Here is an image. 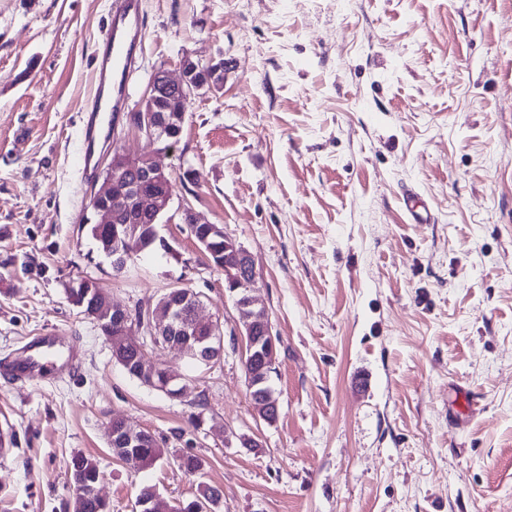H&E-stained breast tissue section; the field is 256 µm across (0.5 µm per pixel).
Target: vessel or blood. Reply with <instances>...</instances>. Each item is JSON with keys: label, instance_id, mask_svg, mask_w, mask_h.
Wrapping results in <instances>:
<instances>
[{"label": "vessel or blood", "instance_id": "obj_1", "mask_svg": "<svg viewBox=\"0 0 512 512\" xmlns=\"http://www.w3.org/2000/svg\"><path fill=\"white\" fill-rule=\"evenodd\" d=\"M143 52V18L139 0H112L91 65V90L80 118L79 165L89 174L106 125L117 121L126 98L122 75ZM84 362L81 342L47 331L28 337L14 352L0 357V377L15 383H51L60 369L78 371Z\"/></svg>", "mask_w": 512, "mask_h": 512}]
</instances>
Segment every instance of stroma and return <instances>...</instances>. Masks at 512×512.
Segmentation results:
<instances>
[{
	"instance_id": "obj_1",
	"label": "stroma",
	"mask_w": 512,
	"mask_h": 512,
	"mask_svg": "<svg viewBox=\"0 0 512 512\" xmlns=\"http://www.w3.org/2000/svg\"><path fill=\"white\" fill-rule=\"evenodd\" d=\"M140 2L127 109L160 68L221 59L224 78L177 145L120 123L85 178L79 114L111 0H0V357L53 329L85 352L49 385L0 378V512H72L76 453L100 461L111 512L146 484L176 505L201 480L223 512H512V0ZM116 148L156 152L174 204L252 254L281 339L275 424L254 416L224 272L180 217L158 226L178 258L119 274L83 228ZM409 189L432 223H411ZM79 277L133 309L195 289L223 357L150 348L186 391L142 386L67 301ZM116 414L154 433V468L113 457Z\"/></svg>"
}]
</instances>
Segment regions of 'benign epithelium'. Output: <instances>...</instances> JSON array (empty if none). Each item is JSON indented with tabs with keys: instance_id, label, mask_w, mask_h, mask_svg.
<instances>
[{
	"instance_id": "7a95c632",
	"label": "benign epithelium",
	"mask_w": 512,
	"mask_h": 512,
	"mask_svg": "<svg viewBox=\"0 0 512 512\" xmlns=\"http://www.w3.org/2000/svg\"><path fill=\"white\" fill-rule=\"evenodd\" d=\"M199 89L189 80L186 66L181 75L172 79L168 72L155 71L146 95L134 112L132 126L153 142L170 147L179 142L180 131L157 107L165 93L188 106ZM105 188L93 197L94 223L111 233L115 265L124 267L136 254L161 243L168 254L175 250L156 236L150 240L144 234V222L158 224L168 211L173 199L172 174L158 164L154 155L129 157L119 150L112 151V160L105 173ZM182 223L190 228L199 248L213 254L211 264L229 275L224 292L233 299L237 311L238 335L245 342L242 357L259 362L269 374L276 368L278 341L273 335L268 312L255 306L248 294V286L256 276L254 259L241 244L224 233L219 224L200 222L193 208H180ZM200 294L190 290L186 294L166 289L154 308L134 311L116 304L105 294L86 312L94 322L112 323V338L108 342L112 359L132 371L139 381L171 398L182 396L185 377L147 360L148 347L170 346L187 351L200 364L209 365L219 360L224 351L223 331L217 322L204 321L197 310ZM137 352L135 362L128 364L122 353ZM252 407L258 419L272 425L279 416V397L272 390L252 398ZM110 445L127 448L140 442L146 433L115 415L109 424Z\"/></svg>"
}]
</instances>
